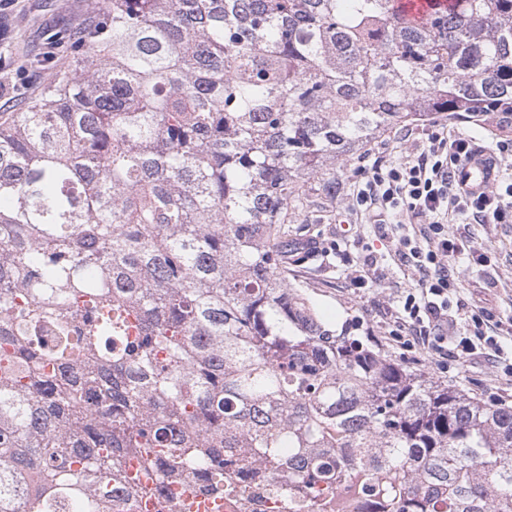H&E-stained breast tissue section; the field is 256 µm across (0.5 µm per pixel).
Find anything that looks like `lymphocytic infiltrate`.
<instances>
[{
    "label": "lymphocytic infiltrate",
    "mask_w": 512,
    "mask_h": 512,
    "mask_svg": "<svg viewBox=\"0 0 512 512\" xmlns=\"http://www.w3.org/2000/svg\"><path fill=\"white\" fill-rule=\"evenodd\" d=\"M478 149L473 136L434 120L425 142L402 161L373 168L354 192L351 208L422 223L418 234L398 238L396 254L411 267L415 285L387 308L394 324L393 343L406 351L425 350L442 365L451 360L465 366L496 363L500 384L511 386L512 357L506 355L504 343L512 341V322L503 323L487 309L468 311L454 302L462 285L458 260L477 267L488 265L489 257L467 235L451 231L450 223L458 216L478 224L512 223V182L506 179L512 142L497 141L491 154L493 182L473 195L462 189L457 173Z\"/></svg>",
    "instance_id": "f902f5d3"
}]
</instances>
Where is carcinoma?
I'll return each mask as SVG.
<instances>
[{"mask_svg":"<svg viewBox=\"0 0 512 512\" xmlns=\"http://www.w3.org/2000/svg\"><path fill=\"white\" fill-rule=\"evenodd\" d=\"M99 0L0 112V512H104L141 457L308 512H512V407L318 318L288 225L393 127L512 109V0Z\"/></svg>","mask_w":512,"mask_h":512,"instance_id":"cac0c4a2","label":"carcinoma"}]
</instances>
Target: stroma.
Masks as SVG:
<instances>
[{
  "label": "stroma",
  "mask_w": 512,
  "mask_h": 512,
  "mask_svg": "<svg viewBox=\"0 0 512 512\" xmlns=\"http://www.w3.org/2000/svg\"><path fill=\"white\" fill-rule=\"evenodd\" d=\"M90 11L89 0H16L13 6L0 10V61L7 63L15 83L11 101H0V112L15 111L40 91L51 72L31 69L30 59L41 54L60 63L62 55L52 40L53 34L64 28H83ZM420 128L417 122L409 127L398 126L369 143L364 155L349 158L342 173L344 188L332 219L320 222L311 215L306 223L289 225L290 236L322 244L307 261L289 262V277L311 297L324 324L339 330L348 322H358L361 333L374 336L404 365H415L417 371L434 380L487 399L500 391L490 364L455 365L443 373L427 360L413 364L411 353L392 344L389 334L393 324L380 317L379 310L408 288L412 271L397 260L391 244L380 238L375 217L356 214L348 207L353 190L373 164L379 161L389 166L400 162L411 148L410 142L404 141V134ZM465 231L487 249L491 265L484 270L464 271L460 301L470 309L484 307L499 315L512 314V223H472L466 225ZM368 254L376 256L382 265V277L378 283L360 288L349 272Z\"/></svg>",
  "instance_id": "obj_1"
}]
</instances>
